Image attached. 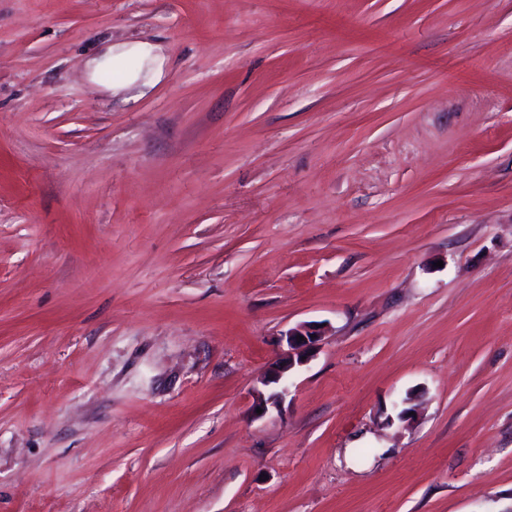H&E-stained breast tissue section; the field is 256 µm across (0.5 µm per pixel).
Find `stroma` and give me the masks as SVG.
Returning a JSON list of instances; mask_svg holds the SVG:
<instances>
[{
    "label": "stroma",
    "mask_w": 512,
    "mask_h": 512,
    "mask_svg": "<svg viewBox=\"0 0 512 512\" xmlns=\"http://www.w3.org/2000/svg\"><path fill=\"white\" fill-rule=\"evenodd\" d=\"M0 512H512V0H0ZM153 46L148 43H134L125 45L120 48H109L98 57H93L89 62L90 79L95 80L98 74L104 70L112 68V70H122L123 77L115 83L106 85L105 87L113 90H120L130 87L137 82L144 81L149 84L156 74L157 58L153 54ZM136 57L139 60L137 69H125L126 61ZM311 335H314V338H311ZM297 336H303L304 340H297ZM322 336L319 329L306 324L290 328L281 335L280 341L287 348L260 377L259 383L262 389H254L252 411L256 418H262L272 410L280 411L288 394L290 372L309 361ZM303 356H306V359H303ZM257 408L262 409L261 414L257 413Z\"/></svg>",
    "instance_id": "35a3bbf8"
}]
</instances>
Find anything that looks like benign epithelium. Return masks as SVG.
<instances>
[{
    "mask_svg": "<svg viewBox=\"0 0 512 512\" xmlns=\"http://www.w3.org/2000/svg\"><path fill=\"white\" fill-rule=\"evenodd\" d=\"M304 340H298V337ZM322 340V333L311 325H299L288 329L281 335V343L286 345L280 356L272 363L260 377L261 388L254 389V400L252 411L255 417H264L272 410H280L281 405L288 394V378L290 372L307 363V359L313 356L319 342ZM417 396L407 395L400 403L393 406L395 415L388 416L386 423L394 420L410 421L414 419V413L419 411L416 404ZM262 413H257V409Z\"/></svg>",
    "mask_w": 512,
    "mask_h": 512,
    "instance_id": "benign-epithelium-1",
    "label": "benign epithelium"
}]
</instances>
